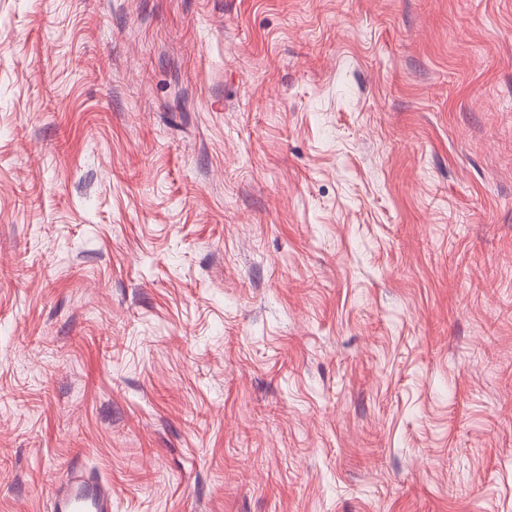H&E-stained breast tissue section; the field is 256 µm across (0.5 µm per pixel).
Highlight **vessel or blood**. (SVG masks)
Segmentation results:
<instances>
[{"label":"vessel or blood","instance_id":"b4317fda","mask_svg":"<svg viewBox=\"0 0 512 512\" xmlns=\"http://www.w3.org/2000/svg\"><path fill=\"white\" fill-rule=\"evenodd\" d=\"M52 512H112V487L73 458L51 493Z\"/></svg>","mask_w":512,"mask_h":512}]
</instances>
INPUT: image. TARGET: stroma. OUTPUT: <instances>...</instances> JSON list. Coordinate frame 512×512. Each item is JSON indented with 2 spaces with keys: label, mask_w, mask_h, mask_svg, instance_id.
<instances>
[{
  "label": "stroma",
  "mask_w": 512,
  "mask_h": 512,
  "mask_svg": "<svg viewBox=\"0 0 512 512\" xmlns=\"http://www.w3.org/2000/svg\"><path fill=\"white\" fill-rule=\"evenodd\" d=\"M512 512V0H0V512ZM53 512H112V486L74 457L51 493Z\"/></svg>",
  "instance_id": "obj_1"
}]
</instances>
